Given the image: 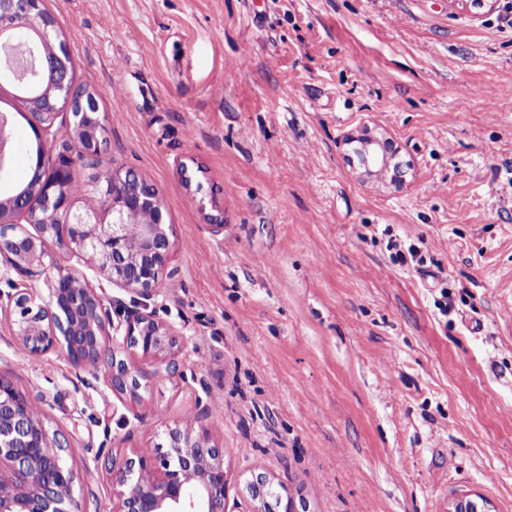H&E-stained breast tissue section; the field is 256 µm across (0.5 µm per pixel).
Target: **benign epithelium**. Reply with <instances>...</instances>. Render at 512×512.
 <instances>
[{
  "label": "benign epithelium",
  "mask_w": 512,
  "mask_h": 512,
  "mask_svg": "<svg viewBox=\"0 0 512 512\" xmlns=\"http://www.w3.org/2000/svg\"><path fill=\"white\" fill-rule=\"evenodd\" d=\"M23 27L28 30V63L21 69L9 59L4 71L19 84L50 88L31 104L30 126L42 142L68 140L75 155L50 169L36 163L24 191L0 194V258L6 270L49 282V300L43 305L35 304L30 288L8 295L16 314L15 335L35 358L61 353L94 368L107 361V343L122 331L123 341L139 350L141 359L164 362L174 373L169 355L176 334L140 310L168 267L174 225L163 221L153 184L121 165L102 167L106 129L97 95L75 83L65 44L52 46L55 22L45 14L43 0H0V50L6 56ZM64 113L71 115L69 123L56 124ZM362 160L369 173L388 166L374 139L364 144ZM77 162L100 168L91 178L99 194L92 205L76 206L71 169ZM132 222L139 223L135 238L126 230ZM51 242L88 256L95 270L130 295L133 306L104 298L86 274L57 266ZM114 307L123 312L122 326L112 323ZM140 373L137 364L124 360L107 366L109 385L121 394L136 387ZM104 469L112 485V512H226L224 458L190 422L168 432L166 451L112 456ZM79 482L74 449L49 435L39 400L17 392L0 375V512H82L75 497ZM452 512H494V506L488 499L463 498L454 502Z\"/></svg>",
  "instance_id": "7a95c632"
}]
</instances>
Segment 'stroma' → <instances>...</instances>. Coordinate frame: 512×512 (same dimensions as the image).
Returning a JSON list of instances; mask_svg holds the SVG:
<instances>
[{"mask_svg": "<svg viewBox=\"0 0 512 512\" xmlns=\"http://www.w3.org/2000/svg\"><path fill=\"white\" fill-rule=\"evenodd\" d=\"M504 0H44L105 161L159 190L176 235L148 310L178 373L137 396L65 355L32 361L9 326L0 375L41 393L75 450L84 512H110L95 459L166 447L195 418L224 455L228 512L247 480L296 512H512V26ZM38 145L16 87L0 113ZM361 134L404 173L367 176ZM415 247L416 260L397 251ZM209 416H201L202 408Z\"/></svg>", "mask_w": 512, "mask_h": 512, "instance_id": "obj_1", "label": "stroma"}]
</instances>
